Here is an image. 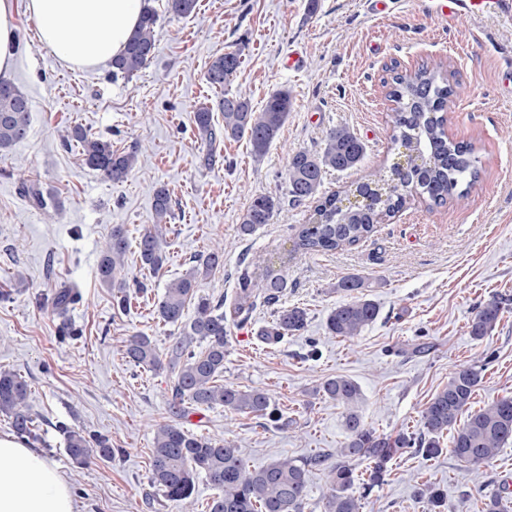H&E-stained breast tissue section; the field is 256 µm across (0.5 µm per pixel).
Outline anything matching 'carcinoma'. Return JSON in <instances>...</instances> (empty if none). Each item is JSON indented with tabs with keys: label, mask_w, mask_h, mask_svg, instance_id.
<instances>
[{
	"label": "carcinoma",
	"mask_w": 512,
	"mask_h": 512,
	"mask_svg": "<svg viewBox=\"0 0 512 512\" xmlns=\"http://www.w3.org/2000/svg\"><path fill=\"white\" fill-rule=\"evenodd\" d=\"M197 0H167L168 11L187 16L196 9ZM156 10L145 8L140 24L112 67L130 77L149 61L155 49ZM240 66L239 54L228 52L214 58L207 70V82L215 89L224 85ZM454 90L441 64L423 65L412 75L396 73L391 77L389 98L395 103L393 144L400 161L390 175L356 186L350 196L320 195L324 175L357 167L364 159L365 146L348 127L330 130L319 152L297 150L288 161L287 193L294 202L315 203L309 222L296 234L295 248L309 255L334 252L367 238L374 226L401 211L414 193L435 205L459 198L479 180L478 159L472 145L449 138L444 115ZM223 116V124L214 120L213 109ZM292 97L286 89L269 96L261 111L251 105L250 95L239 90L224 93L216 107L201 106L194 123L207 147L203 165L212 162L214 153L226 139H246L251 153L263 157L278 137ZM29 98L11 83L0 82V149L23 140L29 129ZM72 138L79 143L85 163L109 181H120L134 168L136 149H113L112 141L75 127ZM20 191L32 205L44 206L39 183L20 178ZM279 201L258 194L250 201L238 237L254 234L270 223ZM157 227L140 234L136 247L143 267L156 273L165 262L162 228L171 216V199L160 188L154 197ZM129 240L121 226L112 229L109 240L99 251V281L113 290V303L124 309L128 304L127 281L120 277ZM224 246L217 245L196 259V265L169 282L156 305V315L164 325L182 328L161 359L151 338L136 333L125 340V355L137 367L168 370L172 376V412L184 417L190 409L222 407L230 412L271 416V397L261 389L242 390L218 382L224 374V352L230 325L244 321L257 299L268 304L279 301L286 282L282 278L257 279L248 271L237 278L236 299L229 310L198 294L200 280L223 264ZM365 282L358 276L342 279L337 289L350 299L336 305L327 315L325 328L330 336L352 341L378 315L376 304L362 297ZM79 292L63 287L56 292L53 305L64 315L78 302ZM196 301L195 315L186 320V307ZM502 312V301L493 296L477 310L469 325L472 339L482 340L493 330ZM306 327V312L299 307L278 311L275 321L260 335L268 342L294 336ZM461 365L428 403L417 434L379 432L364 425L359 413L361 391L352 379L336 376L321 386L323 395L336 401L345 411L346 441L336 449V464L329 470V492L322 500V512H360L359 498L352 489L360 485L366 492L382 484L387 464L409 449L427 457L442 452L441 439L450 435L448 451L460 463L478 466L512 444V398H502L472 411L470 404L488 364ZM29 385L19 374L0 371V413L11 419L17 435L33 437L34 419L29 408ZM66 452L73 463L82 465L95 457L110 459L109 439L65 430ZM368 461L365 474L356 471L355 462ZM322 463L317 456L305 462L282 458L254 471L245 468L239 450L229 442H214L174 424L158 426L151 456V482L162 497L181 506L184 512L196 508V482L203 477L216 490L206 502V512H303L307 496L308 468Z\"/></svg>",
	"instance_id": "cac0c4a2"
}]
</instances>
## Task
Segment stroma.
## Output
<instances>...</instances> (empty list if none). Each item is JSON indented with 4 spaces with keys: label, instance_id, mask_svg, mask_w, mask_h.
I'll return each mask as SVG.
<instances>
[{
    "label": "stroma",
    "instance_id": "obj_1",
    "mask_svg": "<svg viewBox=\"0 0 512 512\" xmlns=\"http://www.w3.org/2000/svg\"><path fill=\"white\" fill-rule=\"evenodd\" d=\"M151 5L159 15L155 53L129 78L108 68H68L39 42L36 21L22 9L16 16L21 52L11 82L29 98L30 126L26 139L0 150V369L28 382L37 436L27 445L55 463L79 512H179L150 482L154 433L163 423L230 442L250 470L335 452L347 436L344 410L320 387L337 375L358 383L364 423L385 433L418 431L423 410L457 366L483 354L491 361L476 406L512 397V80L501 65L512 53V19H466L445 33L416 0H389L380 16L362 0H318L313 11L308 0H198L188 17L168 13L167 0ZM227 52L241 58L228 92L249 89L258 109L285 89L293 108L263 158L246 140H228L204 167L194 113L215 105L206 71ZM292 55L299 69L289 68ZM432 60L451 74L448 135L473 144L478 183L462 201L442 206L411 198L343 250L295 251L312 204L287 197L291 153L320 150L338 126L361 137L362 163L327 172L325 195L390 169L391 76ZM77 125L111 139L113 148H136L138 161L124 180L108 181L84 164L67 137ZM22 174L38 179L45 208L20 194ZM160 187L171 197L167 261L153 276L129 250L123 278L150 288L122 312L97 278L98 250L115 226L133 241L155 224ZM258 194L279 196L281 205L270 223L239 239L237 227ZM219 243L224 263L201 281L200 295L232 300L240 263L256 255L263 262L253 275L287 283L278 304L257 303L246 323L231 326L224 355L225 384L266 390L279 411L275 421L220 407L177 418L170 373L136 367L124 355L125 339L138 332L166 351L179 330L158 322L155 305L169 280ZM350 275L366 281L379 314L344 341L327 334L325 321L344 301L337 285ZM67 283L81 300L61 317L52 298ZM493 295L504 300L500 319L483 340H472L469 323ZM285 307L306 311L304 331L265 341L261 330ZM67 428L108 436L112 459L73 464ZM426 482L443 490L441 512H483L493 493L512 512V444L469 468L446 451L396 456L383 484L362 497L360 512H429L418 494Z\"/></svg>",
    "mask_w": 512,
    "mask_h": 512
}]
</instances>
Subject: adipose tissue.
Wrapping results in <instances>:
<instances>
[{
    "mask_svg": "<svg viewBox=\"0 0 512 512\" xmlns=\"http://www.w3.org/2000/svg\"><path fill=\"white\" fill-rule=\"evenodd\" d=\"M146 0H27L40 39L79 70L107 67L137 28ZM19 50L13 0H0V78L10 79ZM0 512H78L49 459L10 434L0 435Z\"/></svg>",
    "mask_w": 512,
    "mask_h": 512,
    "instance_id": "ef3b65f1",
    "label": "adipose tissue"
}]
</instances>
